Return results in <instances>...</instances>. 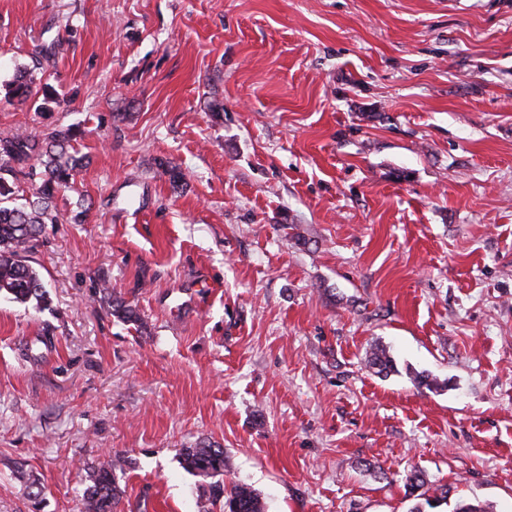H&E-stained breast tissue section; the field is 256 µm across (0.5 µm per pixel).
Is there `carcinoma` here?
I'll return each instance as SVG.
<instances>
[{
  "mask_svg": "<svg viewBox=\"0 0 512 512\" xmlns=\"http://www.w3.org/2000/svg\"><path fill=\"white\" fill-rule=\"evenodd\" d=\"M33 67L16 70L7 85L5 99L24 105L35 89ZM79 132L72 127H59L39 137L18 131L0 140V295L16 302H43L46 290L36 270L27 263L25 253L46 224H55L59 216L54 200L60 190L69 187L84 156L75 143ZM37 177L32 184L31 200L26 206L12 204L19 192V177ZM109 313L124 322L142 325L141 317L130 303L107 293ZM367 365L383 374L393 370V360L384 347H372L366 355ZM183 464L203 477L224 474V449L199 442L181 452ZM125 460L110 457L87 468L80 512H116L121 489L115 473L123 469ZM224 512H266L260 495L249 485L239 482L209 484L208 494L200 498V512H213L217 503Z\"/></svg>",
  "mask_w": 512,
  "mask_h": 512,
  "instance_id": "carcinoma-1",
  "label": "carcinoma"
}]
</instances>
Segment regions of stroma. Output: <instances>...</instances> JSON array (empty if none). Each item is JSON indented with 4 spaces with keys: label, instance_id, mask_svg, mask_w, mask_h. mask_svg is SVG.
Here are the masks:
<instances>
[{
    "label": "stroma",
    "instance_id": "stroma-1",
    "mask_svg": "<svg viewBox=\"0 0 512 512\" xmlns=\"http://www.w3.org/2000/svg\"><path fill=\"white\" fill-rule=\"evenodd\" d=\"M56 39L71 101L6 103ZM67 126L49 302L0 297V512L116 454L117 512H196L201 441L268 512H409L414 469L512 512V0H0V138ZM104 291L107 292V299L105 301L107 310L112 316L124 322L142 327L141 317L135 307L121 297L112 296L108 288L104 289ZM183 464L199 476L216 477L224 475V450L205 442L197 443L193 448H183Z\"/></svg>",
    "mask_w": 512,
    "mask_h": 512
}]
</instances>
